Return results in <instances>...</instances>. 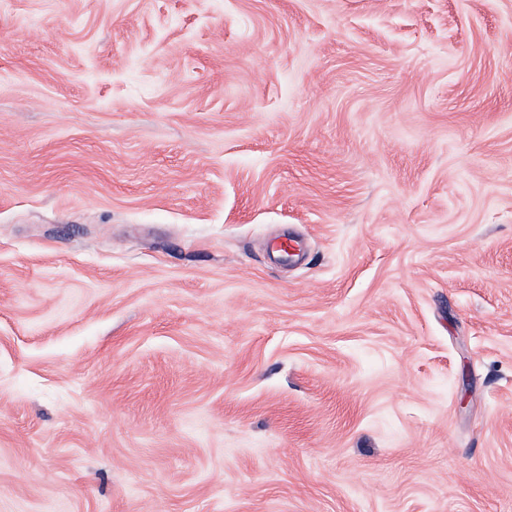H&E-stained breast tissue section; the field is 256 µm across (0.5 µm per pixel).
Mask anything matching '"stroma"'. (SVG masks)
<instances>
[{
    "instance_id": "35a3bbf8",
    "label": "stroma",
    "mask_w": 512,
    "mask_h": 512,
    "mask_svg": "<svg viewBox=\"0 0 512 512\" xmlns=\"http://www.w3.org/2000/svg\"><path fill=\"white\" fill-rule=\"evenodd\" d=\"M0 512H512V0H0Z\"/></svg>"
}]
</instances>
